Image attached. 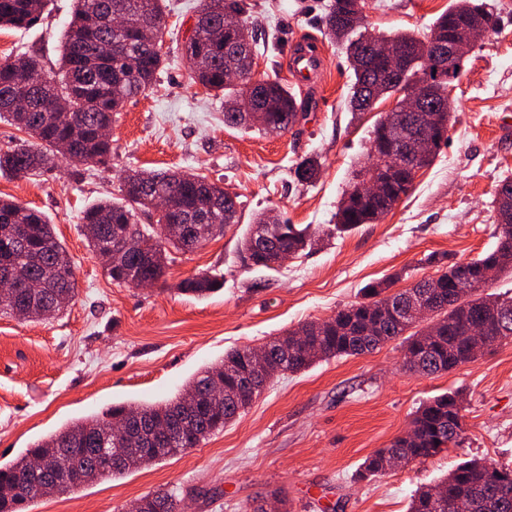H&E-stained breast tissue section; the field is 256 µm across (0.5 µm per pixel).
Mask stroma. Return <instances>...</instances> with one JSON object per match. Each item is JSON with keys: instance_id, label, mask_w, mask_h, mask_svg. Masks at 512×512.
I'll return each instance as SVG.
<instances>
[{"instance_id": "1", "label": "stroma", "mask_w": 512, "mask_h": 512, "mask_svg": "<svg viewBox=\"0 0 512 512\" xmlns=\"http://www.w3.org/2000/svg\"><path fill=\"white\" fill-rule=\"evenodd\" d=\"M260 74L292 85L309 109L281 135L224 124L222 100L193 83L183 45L197 0H164L165 66L151 93L114 114L104 165L60 161L41 176L0 173V197L43 212L74 263L78 293L59 316H0V464L35 442L115 404L174 398L204 367L243 346L259 347L307 320H323L360 300L367 284L400 276L401 286L435 275L431 256L467 261L496 245L495 188L512 173V0H493L502 17L464 63L454 92L455 119L432 165L381 221L328 237L370 132L393 99L359 115L347 107L346 57L323 34L329 0H250ZM453 0H370L376 32L427 31ZM73 0H50L26 29L0 28V61L40 59L59 68ZM317 39L321 72L313 87L295 84L285 66L296 36ZM319 156L311 185L297 183L294 160ZM200 173L238 194L245 207L224 235L188 254L174 253L150 288L112 282L92 257L80 217L120 194L131 169ZM309 225L324 238L278 270L241 267L238 244L254 211ZM223 275L207 296L181 293L182 280ZM460 393L459 446L376 477L362 463L410 426L419 406ZM512 468V342L457 369L421 376L405 369L401 340L359 356L321 361L278 376L224 431L180 455L121 479H102L34 502L31 512H119L155 492L173 491L187 512H407L411 495L464 460Z\"/></svg>"}]
</instances>
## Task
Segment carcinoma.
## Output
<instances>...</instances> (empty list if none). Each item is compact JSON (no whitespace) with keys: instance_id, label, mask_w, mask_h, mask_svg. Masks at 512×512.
Instances as JSON below:
<instances>
[{"instance_id":"obj_1","label":"carcinoma","mask_w":512,"mask_h":512,"mask_svg":"<svg viewBox=\"0 0 512 512\" xmlns=\"http://www.w3.org/2000/svg\"><path fill=\"white\" fill-rule=\"evenodd\" d=\"M77 5L61 46L60 77L45 74L37 59L22 55L15 60L0 62V96L24 92L38 100L42 108L29 111L0 102V119L25 131L34 142L17 144L0 150V172L15 177H30L51 172L59 159L77 163L107 162L111 143L102 131L112 125V115L126 100L151 92L165 59L152 47V41L163 38L165 14L162 0H76ZM348 0H331L327 5L326 29L331 39L346 44V54L352 77L350 107L359 111L356 101L360 88L373 80L358 65V55L369 38L390 41L409 52L406 82L425 84L427 111L395 112L396 118L408 131L402 143L407 166L398 169L385 159L370 156L371 163L353 183L355 190L373 176L390 179L387 190L364 203L343 200L336 212L334 230L344 232L360 224H371L385 217L396 203L412 190L413 171L430 166L436 152L448 141V123L452 106L435 112L441 106V85L427 82V72L434 70L429 57L422 53L423 45L433 39L448 41V24L465 30L470 21L483 13L490 15L492 31L500 27L501 17L487 10L485 0H456L429 31L409 32L389 36L377 35L365 26L359 31L348 27L340 4ZM48 0H0V27H27L35 24ZM202 24L188 46L192 79L206 90L224 97V104L239 101L243 89L224 83V70L234 67L249 72L255 48V21L247 0H200ZM235 14L249 36L250 49L245 51L241 36L225 32L224 16ZM115 45L127 54L135 55L139 65L128 71L120 58L106 49ZM268 119L256 123L240 112L224 110V125L255 127L264 133L288 128L296 111L305 102L283 85L278 77L265 89ZM65 102L61 119L50 115L55 102ZM423 136L435 140L434 152L416 155L414 145ZM321 162L316 155L300 157L294 164L295 179L300 183L317 180ZM166 193L173 210L157 215L156 223L191 226L207 211L213 198H222V223H239L241 202L224 197V188L207 177L190 171L134 170L121 186V197L101 200L83 212V232L93 256L104 264L113 282L128 284L130 279L159 280L165 274L170 250L190 252L191 241L181 236L162 239L152 224L138 223V212L153 208V192ZM267 212L260 211L248 225L239 248L241 264L247 263L274 270L278 253L288 248L296 253L313 243L308 228L280 224L267 232V238L256 241L253 225L261 224ZM126 225L151 248L152 257L123 251L112 227ZM496 246L485 254L465 262L439 263L436 287L424 288L417 281L407 288H393L386 279L365 287V300L336 312L331 321L322 325L311 320L285 332L288 346L294 354L280 373H298L320 360L358 356L381 345L403 338L404 366L419 375L447 373L477 359L512 339V296L487 293L481 284L485 271L500 274L512 269V229L496 226ZM14 281V294L0 299V314L17 311L32 321L63 312L76 295L73 262L66 248L56 237L53 225L39 210L12 200L0 199V274ZM467 278L477 283L474 291L457 296L450 285ZM32 281L44 288L34 293ZM224 277L202 273L182 280L178 290L203 295L220 290ZM425 296L434 308L431 332L417 329L418 323L409 315L413 303ZM481 324L485 328L484 343L472 341L470 330ZM246 357V348L236 349L219 363L205 368L172 400L154 405L121 404L110 407L103 415L77 421L51 436L34 443L27 452L8 465H0V512H28L40 498L38 490L45 484L55 487V493L66 494L103 478H115L137 470L147 462L136 453L121 461L108 464L112 441L110 426L116 418L150 419L165 422L173 433V441L164 449V457L181 448H195L211 435L224 430L248 408L255 396L230 388L222 400H207L210 387L224 376V364L238 363ZM458 394L444 393L423 403L416 411L408 431L391 444L367 457L363 471L369 476L391 469L392 460L401 457L422 462L445 448L460 444L463 427ZM37 457L42 467L34 472L29 458ZM78 470L80 479L71 483L60 480L63 468ZM158 506L155 512H179V497L172 492L154 494ZM463 501L469 512H512V470L497 468L476 459L466 460L448 473L439 483L417 490L410 499L407 512H448V503Z\"/></svg>"}]
</instances>
